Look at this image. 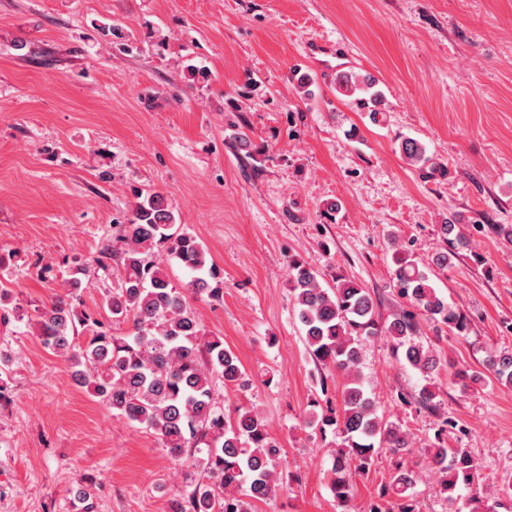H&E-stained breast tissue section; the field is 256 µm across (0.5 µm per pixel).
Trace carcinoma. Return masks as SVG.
I'll use <instances>...</instances> for the list:
<instances>
[{"label":"carcinoma","instance_id":"cac0c4a2","mask_svg":"<svg viewBox=\"0 0 512 512\" xmlns=\"http://www.w3.org/2000/svg\"><path fill=\"white\" fill-rule=\"evenodd\" d=\"M334 86L337 93L354 98L357 108L368 110L372 123L385 121L386 113L378 108L381 93L367 99L357 96L375 86L374 77L340 71ZM399 149L409 162L437 169L420 141L404 138ZM136 197L131 218L120 227L121 246L108 243L88 262L96 272L114 267L119 271L121 284L105 306L114 317L132 319L133 332L115 336L100 320L88 314L77 317L66 294L41 309L36 335L44 347L68 356L76 381L91 389L114 416L153 431L176 465L203 469L206 479L173 499L171 512H253L252 501L267 499L280 487L276 461L281 448L258 412L238 407L226 414L215 402L214 383L239 386L243 372L224 342L207 334L192 301L222 299L224 279L207 263L201 243L178 232L166 196L138 191ZM441 230L448 247L437 265L444 269L467 245V238L454 220ZM171 260L191 274L182 291L169 279ZM393 263V286L411 310L381 324L374 298L360 283L339 278L326 287L303 261L294 256L288 260V290L311 357L345 380L339 401L327 404L319 414L310 413L306 420L322 432L332 428L342 438L341 447L332 453L331 491L345 506L351 500L352 474L368 470L384 450L398 454L410 447L408 433L385 417L365 389L360 373L362 338L385 337L411 368L427 374L436 367L437 357L414 339L420 331L418 318L458 336L469 324L466 313L437 294L410 253L396 251ZM79 325L88 340L75 346L72 340ZM484 368L499 384L512 388L511 351L490 355ZM440 419L428 455L442 491L453 501L459 487L479 484L484 477L465 449L448 447L452 421L443 414ZM414 483L413 472L396 464L381 497L395 495L397 510L373 502L368 512H419L410 495Z\"/></svg>","mask_w":512,"mask_h":512}]
</instances>
